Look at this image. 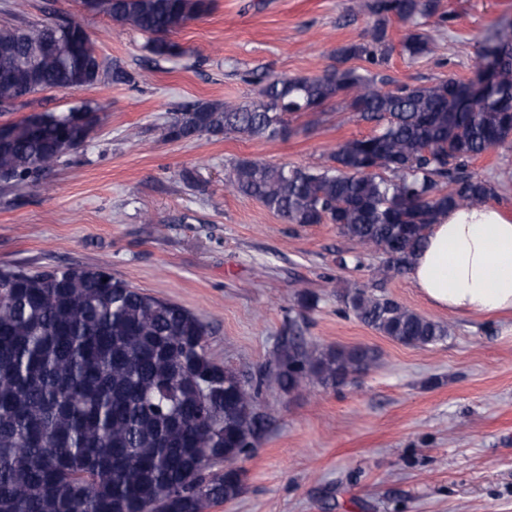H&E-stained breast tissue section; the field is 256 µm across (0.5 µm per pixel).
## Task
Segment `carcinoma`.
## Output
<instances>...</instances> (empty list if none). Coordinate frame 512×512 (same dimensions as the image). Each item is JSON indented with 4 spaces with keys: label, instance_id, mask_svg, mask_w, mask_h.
<instances>
[{
    "label": "carcinoma",
    "instance_id": "carcinoma-1",
    "mask_svg": "<svg viewBox=\"0 0 512 512\" xmlns=\"http://www.w3.org/2000/svg\"><path fill=\"white\" fill-rule=\"evenodd\" d=\"M106 15L147 35L153 58L182 54L169 35L212 10L213 0H110ZM366 35L336 48V64L316 76L267 78L248 104L195 100L167 128L172 140L202 135L287 138L288 116L322 111L342 95L372 133L330 150L317 167L241 159L225 186L288 223L334 224L355 245L354 259L378 252L382 283L408 271L430 226L449 209L486 202L495 183L471 163L512 141V25L494 31L484 57L496 59L491 92L472 101L454 77L396 84L383 74L393 51L390 26L408 25L400 41L410 59L428 56L425 30L440 0H369ZM83 56L42 63L36 92L91 87L102 67L88 32L79 40L59 21L0 26V62L22 58L49 34ZM365 60L361 71L348 65ZM23 92L0 80V114L23 104ZM72 112H47L38 131L23 116L7 120L0 145V193L17 196L64 155L62 141L84 133ZM338 297L346 312L408 347L445 340L448 326L356 282ZM206 324L175 303L112 278L103 267L30 272L0 268V512H206L243 488L232 463L265 429L261 380L249 385L206 353ZM367 346L310 345L288 328L276 354L274 382L290 394L306 383L338 388L368 371Z\"/></svg>",
    "mask_w": 512,
    "mask_h": 512
}]
</instances>
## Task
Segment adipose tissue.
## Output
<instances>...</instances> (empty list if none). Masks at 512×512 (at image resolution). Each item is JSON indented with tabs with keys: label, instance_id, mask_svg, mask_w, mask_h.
Masks as SVG:
<instances>
[{
	"label": "adipose tissue",
	"instance_id": "1",
	"mask_svg": "<svg viewBox=\"0 0 512 512\" xmlns=\"http://www.w3.org/2000/svg\"><path fill=\"white\" fill-rule=\"evenodd\" d=\"M408 275L449 312H512V212L475 203L442 214Z\"/></svg>",
	"mask_w": 512,
	"mask_h": 512
}]
</instances>
